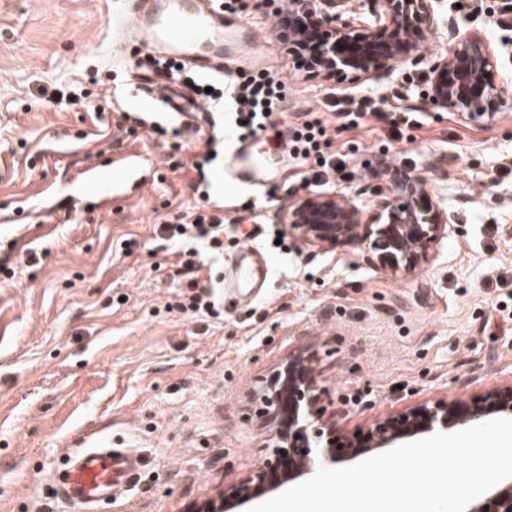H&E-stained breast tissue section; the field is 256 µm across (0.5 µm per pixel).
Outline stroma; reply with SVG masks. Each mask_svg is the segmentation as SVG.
Here are the masks:
<instances>
[{"mask_svg":"<svg viewBox=\"0 0 512 512\" xmlns=\"http://www.w3.org/2000/svg\"><path fill=\"white\" fill-rule=\"evenodd\" d=\"M276 0H250L249 56L287 85L259 147L307 117L327 121L345 166L318 185L287 163L261 187L229 178L233 102L203 172L167 165L175 128L158 102L130 95L140 55L113 56L116 0H0V512H73L47 495L65 453L101 434L145 460L138 487L112 512H191L271 455L265 391L293 357L310 360L320 397L313 420L346 446L388 418L440 399L512 384V112L480 126L431 109L428 63L448 46L436 29L418 63L378 79L327 80L300 68L276 38ZM441 20L482 37L512 76V24L501 0H443ZM337 96L398 99L412 124L373 119L340 129L320 103ZM110 109H102L103 99ZM151 157L148 184L114 195L112 159ZM421 175L455 230L407 274L350 245L306 246L288 214L333 195L371 211L378 156ZM223 178L224 254L200 283L231 284L248 243L269 265L263 287L228 293L216 317L177 309L188 277L159 225L203 206L200 175ZM286 233L287 249L269 239Z\"/></svg>","mask_w":512,"mask_h":512,"instance_id":"1","label":"stroma"}]
</instances>
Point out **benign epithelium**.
<instances>
[{
    "instance_id": "obj_1",
    "label": "benign epithelium",
    "mask_w": 512,
    "mask_h": 512,
    "mask_svg": "<svg viewBox=\"0 0 512 512\" xmlns=\"http://www.w3.org/2000/svg\"><path fill=\"white\" fill-rule=\"evenodd\" d=\"M349 0H288V45H320L321 65L313 69L322 78L374 77L414 63L421 42L436 27L435 0H369L371 20L354 15ZM448 51L429 67L428 105L453 112L472 124H482L503 110L512 111V79L499 77L485 41L448 26ZM375 171L388 172L386 188L377 194L374 212L363 221L362 209L342 204L332 196L305 199L289 216V227L301 242L321 247L350 243L372 251L378 261L395 270L412 272L428 261L430 249L453 232L448 215L439 212L425 179L376 159ZM272 407L274 458L250 477L196 508V512H233L258 494L309 473L313 464L308 435L319 439L332 428L308 427L304 410L311 409V369L294 359L268 385ZM495 417L512 418V385L469 400L436 401L398 420H386L369 429L361 442L349 448L355 456L377 454L396 442L430 433L478 424ZM466 512H512V478L472 501Z\"/></svg>"
}]
</instances>
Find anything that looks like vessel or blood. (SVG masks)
<instances>
[{"label": "vessel or blood", "mask_w": 512, "mask_h": 512, "mask_svg": "<svg viewBox=\"0 0 512 512\" xmlns=\"http://www.w3.org/2000/svg\"><path fill=\"white\" fill-rule=\"evenodd\" d=\"M119 11L125 19L115 41L119 52L146 51L199 74L229 73L224 44L235 37L238 24L226 16L221 0H120ZM131 88L135 94L160 101L165 112L180 120L186 130L200 129L203 104L174 89L170 79L157 81L137 76ZM112 165L123 175L122 183L115 187L119 193L127 183L141 179L145 170L136 153L119 155L113 158ZM231 172L238 182L263 186L273 181L275 168L270 156L255 143L244 142L234 153ZM239 255L238 281H266L267 265L255 260L253 247H241ZM143 466V458L136 450L116 448L105 439L91 438L68 454L53 493L78 506L80 512H105L137 486Z\"/></svg>", "instance_id": "vessel-or-blood-1"}]
</instances>
